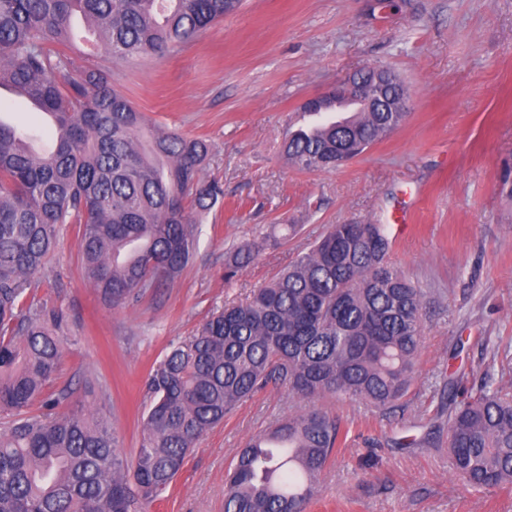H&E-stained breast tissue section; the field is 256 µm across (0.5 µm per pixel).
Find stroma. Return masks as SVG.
<instances>
[{
	"mask_svg": "<svg viewBox=\"0 0 512 512\" xmlns=\"http://www.w3.org/2000/svg\"><path fill=\"white\" fill-rule=\"evenodd\" d=\"M375 4L243 0L194 41L117 71L115 88L161 128L207 140L202 177L223 183L224 203L204 218L174 283L115 310L83 279L76 225L61 228L37 290L69 314L54 386L93 399L134 459L146 379L172 340L267 284L329 225L390 223L412 197L390 259L427 292L416 382L391 412L322 400L347 441L306 512H512V485L475 490L455 479L445 438L419 427L441 411L458 336L471 339L468 384L481 383L488 362H512V0ZM367 67L404 81V124L337 169L290 166L283 144L301 103ZM282 224L300 231L281 239ZM263 235L276 246L225 281L227 253ZM303 406L282 389L254 394L204 434L146 512H224L236 452Z\"/></svg>",
	"mask_w": 512,
	"mask_h": 512,
	"instance_id": "1",
	"label": "stroma"
}]
</instances>
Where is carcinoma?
Masks as SVG:
<instances>
[{
    "label": "carcinoma",
    "instance_id": "1",
    "mask_svg": "<svg viewBox=\"0 0 512 512\" xmlns=\"http://www.w3.org/2000/svg\"><path fill=\"white\" fill-rule=\"evenodd\" d=\"M239 0H0V89L52 116L50 145L0 119V512H145L200 438L268 386L305 402L252 437L227 470L224 512H305L335 450L339 419L325 397L382 411L417 375L423 289L389 260L386 224H331L288 269L230 302L192 336L169 345L149 373V403L134 463L98 413L61 410L75 390L50 389L68 337L67 316L36 298L37 277L60 227L78 225L81 270L107 307L166 288L194 255L200 223L224 202L201 173L209 144L162 130L110 85L112 70L70 76L63 47L74 20L92 48L122 66L162 57L235 10ZM386 112L355 111L283 150L303 171L336 168L339 147L362 154L398 126L407 93L397 76ZM267 246H238L224 278ZM448 392V455L473 489L512 485V381Z\"/></svg>",
    "mask_w": 512,
    "mask_h": 512
}]
</instances>
